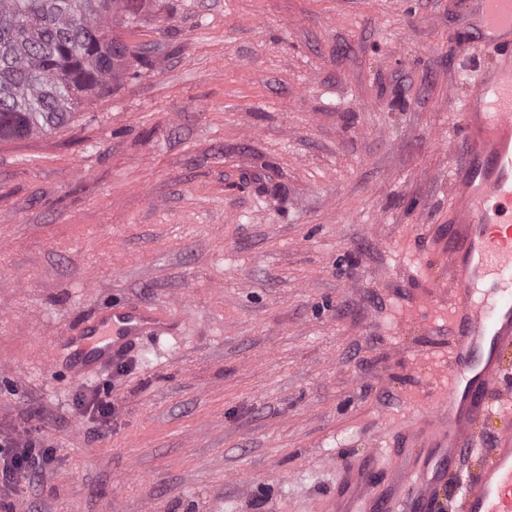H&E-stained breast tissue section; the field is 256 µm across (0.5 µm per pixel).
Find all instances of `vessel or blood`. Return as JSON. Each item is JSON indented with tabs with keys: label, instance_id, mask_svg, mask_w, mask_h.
<instances>
[{
	"label": "vessel or blood",
	"instance_id": "b4317fda",
	"mask_svg": "<svg viewBox=\"0 0 512 512\" xmlns=\"http://www.w3.org/2000/svg\"><path fill=\"white\" fill-rule=\"evenodd\" d=\"M466 12L460 55L483 43L497 57L466 100L452 217L432 232L433 252L447 258L448 269L422 292L425 309L449 320L448 366L430 384L431 407L400 448L372 449L347 467L324 512H433L446 496L449 473L478 447L493 414L501 422L498 443L464 479L452 512H512V387L502 385L512 351V0H468ZM177 327L168 310L106 307L77 338L82 355L71 364L72 382H85L141 337L171 336ZM494 398L501 402L496 411Z\"/></svg>",
	"mask_w": 512,
	"mask_h": 512
}]
</instances>
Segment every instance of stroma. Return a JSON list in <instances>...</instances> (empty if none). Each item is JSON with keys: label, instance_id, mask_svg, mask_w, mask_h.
<instances>
[{"label": "stroma", "instance_id": "1", "mask_svg": "<svg viewBox=\"0 0 512 512\" xmlns=\"http://www.w3.org/2000/svg\"><path fill=\"white\" fill-rule=\"evenodd\" d=\"M466 0H149V66L0 141V429L41 409L15 512H321L426 411L447 324L417 311L448 221ZM168 306L73 386L115 301ZM112 404L101 429L76 391Z\"/></svg>", "mask_w": 512, "mask_h": 512}]
</instances>
